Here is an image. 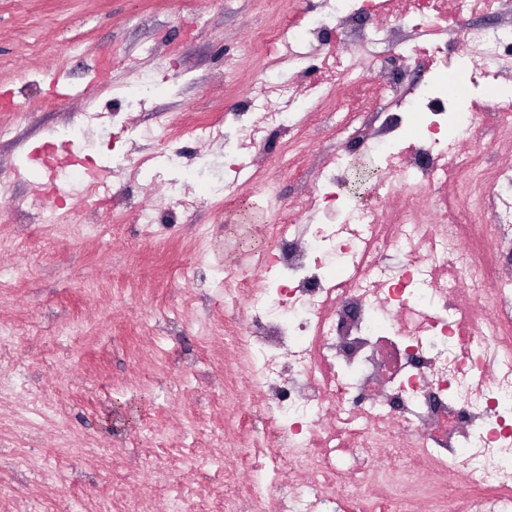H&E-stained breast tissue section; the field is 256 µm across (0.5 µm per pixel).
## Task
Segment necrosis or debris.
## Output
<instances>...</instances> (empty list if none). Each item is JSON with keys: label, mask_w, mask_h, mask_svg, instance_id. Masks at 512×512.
Returning a JSON list of instances; mask_svg holds the SVG:
<instances>
[{"label": "necrosis or debris", "mask_w": 512, "mask_h": 512, "mask_svg": "<svg viewBox=\"0 0 512 512\" xmlns=\"http://www.w3.org/2000/svg\"><path fill=\"white\" fill-rule=\"evenodd\" d=\"M512 0H319L302 26L252 33L269 66L306 57L330 25L386 13L428 39L433 95L416 94L410 55L396 53L364 88L375 34L328 50L296 105L292 85L260 80L246 111L200 122L238 144L224 197L241 179L261 188L276 244L258 268H224V436L207 457L217 477L183 500L155 461L141 485L116 483L124 512H512V164L475 130L512 138V19L474 24ZM280 105L272 109L270 98ZM406 113L378 140L380 102ZM353 114L356 151L329 159L307 142L324 115ZM281 139L277 172L256 158ZM382 172L374 191L350 184L363 155ZM299 183L280 197V171ZM315 172L317 191L302 186Z\"/></svg>", "instance_id": "1"}]
</instances>
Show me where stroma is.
Returning a JSON list of instances; mask_svg holds the SVG:
<instances>
[{
	"label": "stroma",
	"mask_w": 512,
	"mask_h": 512,
	"mask_svg": "<svg viewBox=\"0 0 512 512\" xmlns=\"http://www.w3.org/2000/svg\"><path fill=\"white\" fill-rule=\"evenodd\" d=\"M318 0H0V93L18 102L0 111V185L11 201L0 203V374L14 388L0 397V482L16 486L0 500V512L19 503L40 504L43 512H88L93 500L110 495L116 482L135 481L141 461L155 457L145 420L178 427L192 419L194 435L181 447L204 453L224 431L222 392L224 348L202 336L200 325H224L223 310L211 298L215 273L230 261L254 264L264 246L266 222L257 184L240 181L233 206L252 209L250 219L226 222L205 181L193 183L199 207L182 214L161 179H125L112 166L113 153L173 155L178 167L212 174L224 170L223 144L173 132L165 140L146 130L171 115L223 119L227 108L257 90L265 62L251 47L247 30L279 15L316 5ZM112 64L107 82L91 86L98 57ZM238 60L235 71L224 60ZM152 76L156 89L144 110L127 113V124H112V89L131 69ZM63 73L74 93L56 102L49 80ZM80 129L100 150L112 184L132 201L159 205L176 215L145 237L135 213L116 224L111 210L77 198L84 224L39 223L30 190L13 168L29 150ZM210 242L197 248L198 226ZM30 268L13 276L16 265ZM191 363L189 385L174 378ZM53 405L72 443L113 448L103 459L58 453L57 426L36 420L25 441L12 436L13 421L32 401ZM46 464L55 480L30 473L24 458Z\"/></svg>",
	"instance_id": "35a3bbf8"
}]
</instances>
